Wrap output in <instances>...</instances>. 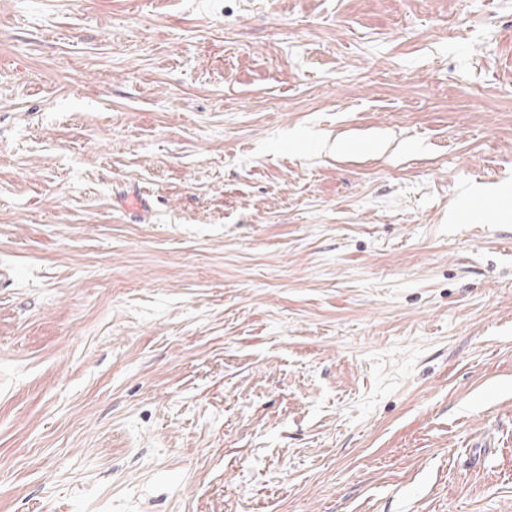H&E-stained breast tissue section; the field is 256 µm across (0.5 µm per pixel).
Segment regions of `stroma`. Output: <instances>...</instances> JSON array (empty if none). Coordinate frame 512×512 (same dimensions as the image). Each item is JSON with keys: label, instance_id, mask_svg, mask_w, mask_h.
I'll return each instance as SVG.
<instances>
[{"label": "stroma", "instance_id": "stroma-1", "mask_svg": "<svg viewBox=\"0 0 512 512\" xmlns=\"http://www.w3.org/2000/svg\"><path fill=\"white\" fill-rule=\"evenodd\" d=\"M503 179L512 0H0V512H512Z\"/></svg>", "mask_w": 512, "mask_h": 512}]
</instances>
